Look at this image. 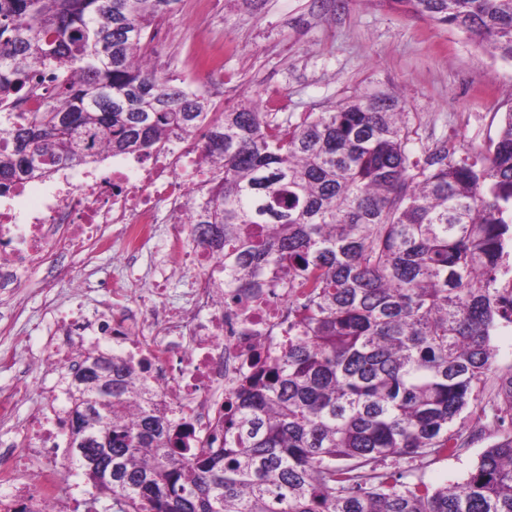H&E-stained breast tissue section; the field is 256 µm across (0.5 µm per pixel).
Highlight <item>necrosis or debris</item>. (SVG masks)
<instances>
[{
	"instance_id": "4bbe7bcc",
	"label": "necrosis or debris",
	"mask_w": 512,
	"mask_h": 512,
	"mask_svg": "<svg viewBox=\"0 0 512 512\" xmlns=\"http://www.w3.org/2000/svg\"><path fill=\"white\" fill-rule=\"evenodd\" d=\"M196 140L168 143L148 158L104 155L103 169L58 167L51 178L18 185L0 197V295H15L31 267L45 262L95 257L117 250L123 269L141 258L156 236L160 207L175 222L165 245L186 268L211 285L190 289L177 310L162 302L131 307L124 278L112 281V307L106 313L60 308L54 280L42 288L44 309L56 314L63 334L43 342L39 357L57 378H31L23 388L0 390V423L16 422L21 443L0 450V512H75L85 495L61 494L64 446L61 422L70 409L64 370H77L84 356L100 345L145 368L144 381L154 402L168 411L174 427L190 426L192 438L214 437V422L239 380L257 362L273 361L288 339L287 289L254 288L245 297L220 291L224 264L199 246L186 245L184 232L191 207L205 200L211 166L202 161ZM43 398L22 421L13 415L21 392Z\"/></svg>"
}]
</instances>
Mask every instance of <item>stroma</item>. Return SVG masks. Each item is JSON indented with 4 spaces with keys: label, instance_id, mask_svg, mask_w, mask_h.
<instances>
[{
    "label": "stroma",
    "instance_id": "stroma-1",
    "mask_svg": "<svg viewBox=\"0 0 512 512\" xmlns=\"http://www.w3.org/2000/svg\"><path fill=\"white\" fill-rule=\"evenodd\" d=\"M198 0H179L176 13L162 21L167 37L158 56L160 75L196 86L195 53L223 41L224 83L204 88L232 107L251 99L279 118L300 122L354 96L399 95L405 120L416 135L414 156L443 144L480 150L497 135L503 112L512 109V61L491 55L465 33L406 11L392 0H209L201 15ZM163 238H156L135 268L131 299L162 287L165 305L178 308L192 286V273L165 262ZM119 269L116 255L98 256L94 270L70 263L56 269L34 266L20 300L24 319L11 321L12 300H0V387L40 374L42 339L53 332L43 314L40 285L53 276L62 301L72 283L90 287L79 303L90 312L106 308L103 286ZM495 359L481 403L491 402L499 375L512 371V323H499L492 336ZM455 429L465 443L454 452L413 462L428 484L462 480L481 453L500 436L492 415L468 409Z\"/></svg>",
    "mask_w": 512,
    "mask_h": 512
}]
</instances>
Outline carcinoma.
Masks as SVG:
<instances>
[{
	"instance_id": "1",
	"label": "carcinoma",
	"mask_w": 512,
	"mask_h": 512,
	"mask_svg": "<svg viewBox=\"0 0 512 512\" xmlns=\"http://www.w3.org/2000/svg\"><path fill=\"white\" fill-rule=\"evenodd\" d=\"M179 0H0V193L102 152L149 157L201 136L214 161L190 235L224 257L217 288L295 296L300 335L228 398L224 441L190 454L164 407L115 354L74 372L64 425L73 463L115 512H512V428L467 476L434 488L380 471L463 445L492 331L512 322L497 287L512 244V109L485 150L415 158L398 97L298 123L205 95L146 62ZM512 59V0H392ZM54 75L35 112H6ZM491 409L512 420V372Z\"/></svg>"
}]
</instances>
